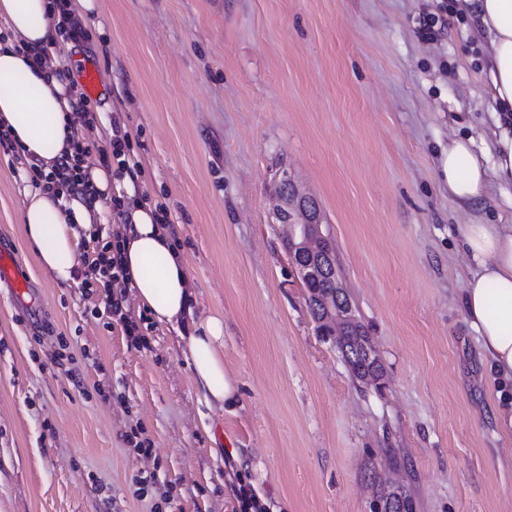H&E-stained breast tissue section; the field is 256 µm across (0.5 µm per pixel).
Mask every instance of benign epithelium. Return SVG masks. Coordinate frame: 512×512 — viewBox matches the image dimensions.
I'll use <instances>...</instances> for the list:
<instances>
[{
  "mask_svg": "<svg viewBox=\"0 0 512 512\" xmlns=\"http://www.w3.org/2000/svg\"><path fill=\"white\" fill-rule=\"evenodd\" d=\"M278 197L277 212H288L281 223L288 226V252L302 278L310 279L320 274L324 257L331 254V242L323 234L320 213L311 201L301 195L294 183L283 176ZM325 310V334L339 343L347 329L356 324L352 310L345 307L336 310V304L327 298L322 301Z\"/></svg>",
  "mask_w": 512,
  "mask_h": 512,
  "instance_id": "1",
  "label": "benign epithelium"
}]
</instances>
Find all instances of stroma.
Wrapping results in <instances>:
<instances>
[{
  "mask_svg": "<svg viewBox=\"0 0 512 512\" xmlns=\"http://www.w3.org/2000/svg\"><path fill=\"white\" fill-rule=\"evenodd\" d=\"M98 2L62 64L96 69L197 312L224 320L241 398L200 403L178 331L126 284L40 267L27 163L0 152V246L40 298L25 319L0 284V512H240L241 481L282 512H372L396 487L414 512H512V380L465 318L474 264L458 246L462 225L512 224V185L462 208L444 171L457 137L493 161L489 41L460 0ZM428 14L445 23L432 39ZM284 171L319 208L379 381L317 329L276 216Z\"/></svg>",
  "mask_w": 512,
  "mask_h": 512,
  "instance_id": "obj_1",
  "label": "stroma"
}]
</instances>
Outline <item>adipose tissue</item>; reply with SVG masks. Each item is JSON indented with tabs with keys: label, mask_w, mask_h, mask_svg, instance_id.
<instances>
[{
	"label": "adipose tissue",
	"mask_w": 512,
	"mask_h": 512,
	"mask_svg": "<svg viewBox=\"0 0 512 512\" xmlns=\"http://www.w3.org/2000/svg\"><path fill=\"white\" fill-rule=\"evenodd\" d=\"M464 5L478 31L490 38L488 77L499 114L493 168L483 166L472 139L448 144V194L470 207L483 201L489 177L512 183V0H464ZM57 23L50 0H0V25L7 35L0 41V128L9 131L28 162L47 167L70 150L78 125L66 84L53 73L70 49ZM21 43L28 49L48 48V64L32 65L26 52L18 51ZM90 179L99 195L91 203L77 194L25 192L21 222L26 236L40 266L61 284L77 273L81 231L111 220L100 200L111 192V171L92 169ZM129 216L121 234L122 256L135 299L157 322L185 329L182 354L207 407L234 405L239 389L224 368L223 319L197 316L185 261L172 244L171 230L156 223L153 206H137ZM460 245L475 264L463 291V312L492 369L512 377V225H463Z\"/></svg>",
	"instance_id": "adipose-tissue-1"
}]
</instances>
